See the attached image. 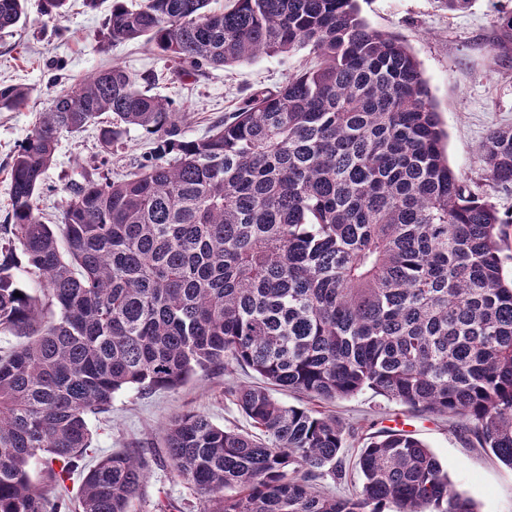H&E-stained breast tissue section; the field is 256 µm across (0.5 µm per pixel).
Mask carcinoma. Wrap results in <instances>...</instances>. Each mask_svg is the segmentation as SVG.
Segmentation results:
<instances>
[{
	"label": "carcinoma",
	"instance_id": "cac0c4a2",
	"mask_svg": "<svg viewBox=\"0 0 512 512\" xmlns=\"http://www.w3.org/2000/svg\"><path fill=\"white\" fill-rule=\"evenodd\" d=\"M67 2L44 0L42 15L60 20ZM208 3L112 0L103 38L140 41L186 75L298 48L315 63L200 139L148 78L114 64L62 89L13 155L0 334L27 341L0 353V512H131L148 469L139 449L99 459L76 504L63 495L91 447L89 417L123 388L233 364L263 380L229 390L256 432L191 411L164 429L172 473L213 512H478L403 430L363 438L358 492L318 491L349 430L273 391L370 389L458 418L512 468V213L450 168L418 61L356 0ZM26 18L25 0H0V31ZM31 93L1 84L0 110ZM100 123L105 143L133 128L153 153L118 179L86 174L45 223L34 200L60 137ZM479 152L486 179L511 188L512 127Z\"/></svg>",
	"mask_w": 512,
	"mask_h": 512
}]
</instances>
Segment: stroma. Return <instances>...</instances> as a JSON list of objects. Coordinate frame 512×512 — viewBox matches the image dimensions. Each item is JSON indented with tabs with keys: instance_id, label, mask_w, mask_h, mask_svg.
<instances>
[{
	"instance_id": "35a3bbf8",
	"label": "stroma",
	"mask_w": 512,
	"mask_h": 512,
	"mask_svg": "<svg viewBox=\"0 0 512 512\" xmlns=\"http://www.w3.org/2000/svg\"><path fill=\"white\" fill-rule=\"evenodd\" d=\"M360 15L373 29L402 39L420 64L441 125L448 133V162L473 191L490 197L503 212L512 211V189L494 191L485 180L478 151L490 130L512 126V41L501 43L502 17L512 14V0H473L470 8L451 12L442 0H358ZM108 6L90 10L83 0H70L64 18L42 22L41 0H27V24L0 33V83L24 84L32 94L26 108L0 112V225L9 209V163L40 112L55 94L93 70L119 64L138 77H149L150 92L171 100L187 114V135L207 134L218 117L237 110L257 90H277L293 74L312 65L308 50L262 57L251 63L182 76L172 62L140 42L112 44L102 39ZM151 138L129 131L123 147L104 144L98 126L63 134L46 171L37 206L45 223H57L71 184L81 182L101 159L112 174H124L130 162L151 151ZM249 370L225 375L197 373L174 389L144 392L134 387L114 395L109 409L90 420L92 444L81 465L137 442L161 443L168 420L186 411L214 424L250 430L251 424L225 392L227 386L256 383ZM346 427L376 424L414 434L436 456L454 488L473 499L479 512H512V468L491 452L472 447L453 417L423 416L366 389L336 401H319ZM362 447L348 437L339 473L318 479L320 490L340 496L359 486L356 467ZM174 512H210L212 505L174 477L163 456L150 461L147 478L132 512H155L157 503Z\"/></svg>"
}]
</instances>
